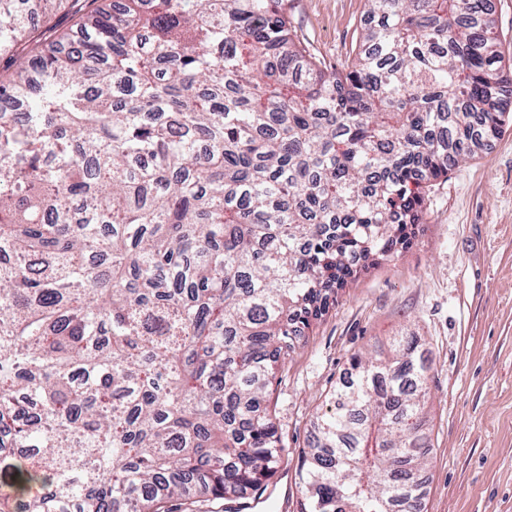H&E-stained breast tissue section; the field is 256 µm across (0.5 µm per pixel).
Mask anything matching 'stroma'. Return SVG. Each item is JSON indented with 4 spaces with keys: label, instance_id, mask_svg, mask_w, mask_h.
<instances>
[{
    "label": "stroma",
    "instance_id": "1",
    "mask_svg": "<svg viewBox=\"0 0 512 512\" xmlns=\"http://www.w3.org/2000/svg\"><path fill=\"white\" fill-rule=\"evenodd\" d=\"M288 2L308 53L342 67L365 0ZM409 333L432 366L421 512H512V125L436 180L409 243L357 268L297 337L270 389L285 452L258 512H300L301 452L351 355Z\"/></svg>",
    "mask_w": 512,
    "mask_h": 512
}]
</instances>
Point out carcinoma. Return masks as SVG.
Instances as JSON below:
<instances>
[{"instance_id":"cac0c4a2","label":"carcinoma","mask_w":512,"mask_h":512,"mask_svg":"<svg viewBox=\"0 0 512 512\" xmlns=\"http://www.w3.org/2000/svg\"><path fill=\"white\" fill-rule=\"evenodd\" d=\"M0 0V512L243 497L268 388L353 262L512 123L489 0H366L328 71L288 0ZM430 367L354 354L302 512H419Z\"/></svg>"}]
</instances>
